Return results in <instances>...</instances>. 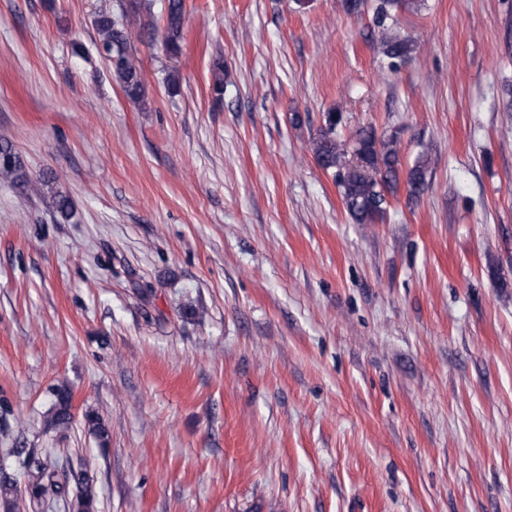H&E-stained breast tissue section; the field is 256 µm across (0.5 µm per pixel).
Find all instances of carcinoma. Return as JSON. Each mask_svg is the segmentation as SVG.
Returning a JSON list of instances; mask_svg holds the SVG:
<instances>
[{"mask_svg": "<svg viewBox=\"0 0 512 512\" xmlns=\"http://www.w3.org/2000/svg\"><path fill=\"white\" fill-rule=\"evenodd\" d=\"M400 0H380L373 15L374 26L380 33L376 43L381 57L388 61L389 69L406 61L413 52L412 44L393 33L397 24L395 10ZM165 34L161 47L165 55L177 57L182 52V26L184 0H166ZM98 34L97 49L110 74L118 82L124 95L133 102L145 96V86L130 47L131 21L120 22L112 13L101 11L93 19ZM212 92L216 97L224 94V60L218 58L212 67ZM341 115L325 114L323 126L313 141V154L317 164L332 174L343 204L356 224H373L383 216L388 198L398 192L401 179L398 139L394 134L377 135L372 129L357 132L355 142L349 146L340 140L337 128ZM426 163L421 160L406 172V185L410 196H418L426 186ZM0 182L27 184L28 176L20 156L13 145L0 141ZM53 208L58 217L67 221L72 216V203L68 196L56 194ZM53 403L47 412V427L67 429L73 422L71 391L59 386L53 390ZM18 470L26 477L24 494L29 501L39 503L47 491L68 497L69 483H74L76 494L72 512H97V497L93 479L84 471L72 470L67 482L58 480L54 465L24 448L12 449ZM18 495L16 478L0 471V499L10 505Z\"/></svg>", "mask_w": 512, "mask_h": 512, "instance_id": "carcinoma-1", "label": "carcinoma"}]
</instances>
